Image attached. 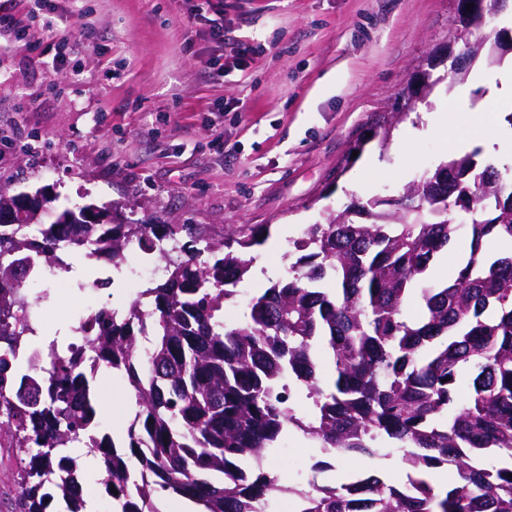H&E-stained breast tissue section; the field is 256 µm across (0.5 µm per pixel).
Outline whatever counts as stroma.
<instances>
[{
	"label": "stroma",
	"mask_w": 512,
	"mask_h": 512,
	"mask_svg": "<svg viewBox=\"0 0 512 512\" xmlns=\"http://www.w3.org/2000/svg\"><path fill=\"white\" fill-rule=\"evenodd\" d=\"M20 10L23 38L0 37V191L44 189L52 205H116L133 219L244 225L262 237L252 266L224 305L242 320L258 286L285 278L288 252L308 225L352 201L395 196L434 170L446 141L472 131L451 107L481 109L489 92L472 64L448 84L446 67L399 128L435 131L415 152L371 140L351 156L372 121L391 117L413 69L448 42L453 0H0ZM224 23L223 69L210 64L209 22ZM70 38L58 47L46 26ZM378 168L365 174L367 158ZM106 260L76 258L45 306L48 332L68 343L78 311L123 307L136 296L124 274L78 291ZM107 432L125 431L133 404L124 381L98 375ZM283 483L339 484L375 471L407 480L399 453L325 455L289 431L269 463Z\"/></svg>",
	"instance_id": "stroma-1"
}]
</instances>
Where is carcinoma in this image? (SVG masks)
Wrapping results in <instances>:
<instances>
[{
  "label": "carcinoma",
  "instance_id": "obj_1",
  "mask_svg": "<svg viewBox=\"0 0 512 512\" xmlns=\"http://www.w3.org/2000/svg\"><path fill=\"white\" fill-rule=\"evenodd\" d=\"M501 176L476 154L451 156L407 186L412 204L364 205L367 224L350 209L309 227L293 242L301 253L285 280L251 299L249 316L224 319V302L249 271L256 244L244 225L131 220L116 208L104 224H65L16 213L0 221V352L42 321L16 276L35 258L55 266L69 255L104 258L119 271L134 242L164 261L124 311L93 312L97 330L82 338L94 370L74 354L47 376L29 375L0 401V444L15 460L9 492L15 512H87L82 470L71 444L98 459L105 493L120 512H163L158 503L186 498L199 512H257L261 500L285 494L297 512H512V256L485 242L512 239V206L492 193L471 201L476 184ZM470 212V254L441 284L427 272L459 235L455 212ZM329 354V385L317 374ZM105 368L134 393L135 426L120 441L95 436V379ZM313 410L300 417L294 390ZM302 432L323 450L350 455L401 454L412 474L396 486L376 474L308 490L281 484L265 470L278 438ZM446 467L455 481L437 492L429 470ZM117 493H112L111 488Z\"/></svg>",
  "mask_w": 512,
  "mask_h": 512
}]
</instances>
